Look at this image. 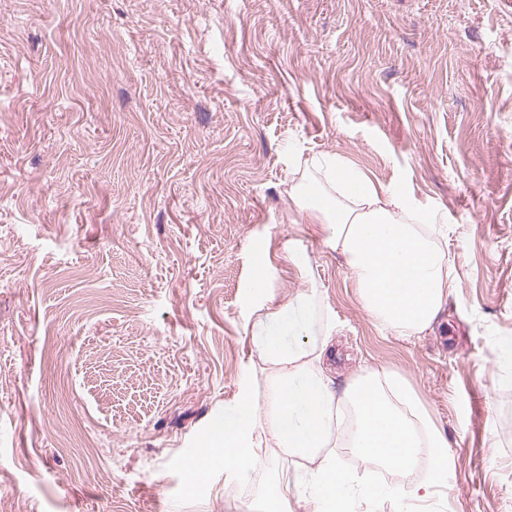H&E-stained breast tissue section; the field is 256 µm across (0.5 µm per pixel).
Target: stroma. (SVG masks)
<instances>
[{
    "mask_svg": "<svg viewBox=\"0 0 512 512\" xmlns=\"http://www.w3.org/2000/svg\"><path fill=\"white\" fill-rule=\"evenodd\" d=\"M332 153L445 216L459 283L432 332L361 307L289 205ZM302 238L311 273L285 258ZM318 289L337 389L385 367L448 434L446 512H512V0H0V502L15 512H245L192 463L243 378L259 262Z\"/></svg>",
    "mask_w": 512,
    "mask_h": 512,
    "instance_id": "obj_1",
    "label": "stroma"
}]
</instances>
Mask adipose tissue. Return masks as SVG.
<instances>
[{"label": "adipose tissue", "mask_w": 512, "mask_h": 512, "mask_svg": "<svg viewBox=\"0 0 512 512\" xmlns=\"http://www.w3.org/2000/svg\"><path fill=\"white\" fill-rule=\"evenodd\" d=\"M288 198L301 218L319 225L325 244L346 260L358 299L381 327L399 336L432 331L458 282L440 246L441 218L416 209L401 193L376 185L333 155L304 161ZM268 278L253 281L246 334L266 365L268 394L256 404L250 386L209 430L225 473L238 477L260 463V444L308 458L297 481L312 512H360L390 502L393 512H436L452 477L448 437L400 375L370 369L336 392L323 359L332 324L317 293L275 302ZM353 449L363 464L409 475L427 460L426 476L400 486L366 483L327 455Z\"/></svg>", "instance_id": "ef3b65f1"}]
</instances>
